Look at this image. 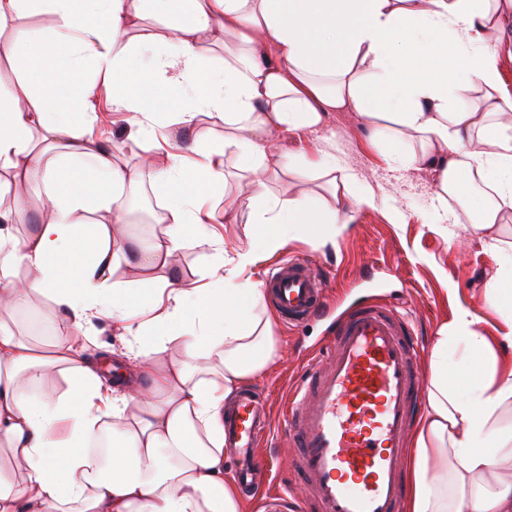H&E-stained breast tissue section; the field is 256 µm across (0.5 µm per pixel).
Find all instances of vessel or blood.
Segmentation results:
<instances>
[{
	"label": "vessel or blood",
	"instance_id": "b4317fda",
	"mask_svg": "<svg viewBox=\"0 0 512 512\" xmlns=\"http://www.w3.org/2000/svg\"><path fill=\"white\" fill-rule=\"evenodd\" d=\"M262 290L291 322L324 306V275L305 260L279 264ZM427 381L408 317L370 302L337 317L284 418L305 512H403L408 439ZM270 423L269 407L252 390L224 412V445L235 454L242 489L254 482Z\"/></svg>",
	"mask_w": 512,
	"mask_h": 512
}]
</instances>
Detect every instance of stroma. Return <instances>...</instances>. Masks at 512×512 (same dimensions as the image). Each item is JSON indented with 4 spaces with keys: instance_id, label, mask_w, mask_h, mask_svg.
Instances as JSON below:
<instances>
[{
    "instance_id": "1",
    "label": "stroma",
    "mask_w": 512,
    "mask_h": 512,
    "mask_svg": "<svg viewBox=\"0 0 512 512\" xmlns=\"http://www.w3.org/2000/svg\"><path fill=\"white\" fill-rule=\"evenodd\" d=\"M95 132L103 143L116 146L115 161L127 169L143 170L154 153L151 143L129 144L123 115L111 110L100 111ZM280 148L294 159L333 155L344 160L351 174L349 191L357 194L372 189L376 205L356 210L352 223L336 239L318 235L289 241L278 252V259L304 258L324 267L327 289L339 308L375 301L410 315L424 342L420 359L425 365L430 362L438 329L452 320L457 307L470 308L477 315V328L484 335L506 332L505 322L512 319V296L502 295L494 305L485 300V285L498 256L482 241L450 237L435 224L432 169L387 164V144L376 141L363 117L354 111L328 113L319 131L285 139ZM224 168V193L215 197V209L223 211L231 202L239 214H247L251 200L235 148L227 149ZM268 186L277 196L303 189L317 199L332 198L328 178L318 170L297 172L284 167L269 174ZM158 204L150 182H143L132 196L130 235L147 238L162 231L156 221ZM0 316L23 339L44 349H52L57 342L58 315L46 298L34 296L28 306ZM327 326L324 320L297 325L275 321L273 333L283 355L254 380L272 412H279L287 402L290 388ZM262 460L271 466L275 481L256 489L253 498L245 500L244 512H300V487L292 476L288 441L281 427L273 428Z\"/></svg>"
}]
</instances>
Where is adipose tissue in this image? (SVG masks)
Here are the masks:
<instances>
[{
	"label": "adipose tissue",
	"instance_id": "obj_1",
	"mask_svg": "<svg viewBox=\"0 0 512 512\" xmlns=\"http://www.w3.org/2000/svg\"><path fill=\"white\" fill-rule=\"evenodd\" d=\"M52 14L47 42L24 53L19 76L0 73V174L47 187L49 218L16 236L0 228V309L33 294L59 313L60 344L43 354L0 322V512H243L224 478V406L279 357L256 268L289 236L335 235L373 191L336 205L299 193L273 196L261 178L288 162L275 144L354 110L376 138L417 139L419 152L385 159L430 166L437 221L499 251L512 223V96L491 49L512 25V0H0V27L24 10ZM159 18L166 33L139 28ZM224 36L212 54L200 40ZM174 52L163 54L159 43ZM467 60L466 79L455 74ZM126 115L131 143H158L145 173L115 163L93 136L98 83ZM206 77L205 91L192 81ZM219 114L224 141L188 148L181 134ZM236 148L250 183L239 219L244 244L227 251L209 203L224 187V152ZM149 180L166 199L163 234L120 230L128 197ZM208 259L185 281L178 256ZM127 266L165 270L153 287L111 279ZM32 277L21 282L18 268ZM149 383L111 385L85 354L101 314ZM512 329L481 334L459 310L442 325L430 361L425 413L408 460L406 512H512ZM456 352L466 390L448 373ZM65 389L33 395L50 368Z\"/></svg>",
	"mask_w": 512,
	"mask_h": 512
}]
</instances>
